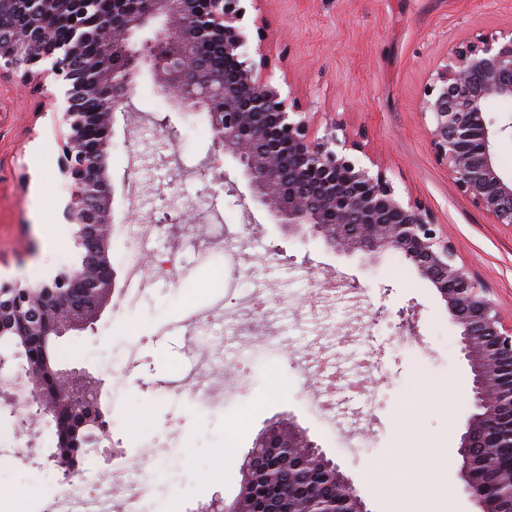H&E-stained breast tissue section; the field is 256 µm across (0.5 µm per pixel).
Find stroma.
I'll list each match as a JSON object with an SVG mask.
<instances>
[{"label":"stroma","instance_id":"stroma-1","mask_svg":"<svg viewBox=\"0 0 512 512\" xmlns=\"http://www.w3.org/2000/svg\"><path fill=\"white\" fill-rule=\"evenodd\" d=\"M248 43L243 62H266L271 82L303 108L315 137L335 132L357 141L364 155L387 170L398 196L424 206L447 234L457 264L487 288L503 321L512 320V226L496 224L458 190L439 165L420 111L431 71L456 43L478 34L512 29V0H244ZM61 80L46 90L0 79V282L32 283L74 265V225L64 208L69 188L58 170L59 117L46 111L47 94L63 95ZM139 119L116 115L108 163L114 190L112 265L116 288L94 328L59 339L60 367L86 369L107 389L100 407L110 420L112 443L124 451L107 459L104 449L84 455L93 478L120 467H149L157 445L177 444L175 485L158 491L145 512H194L212 497L234 498L243 456L265 421L293 415L350 476L370 512H383V492L366 484L375 464L403 451L426 461V485L448 496L450 512H470L461 490L455 450L471 412L470 374L460 354L459 329L431 285L398 257L375 264L334 253L322 240L285 235L250 199L246 180L230 158L212 162L213 133L206 115L182 116L142 74L129 102ZM170 118V128L159 122ZM486 118L496 128V153L512 176V99L492 101ZM228 182H221V175ZM213 200L195 211V225L229 224L241 232L242 262L250 278L241 294L262 293L263 317L226 302L214 331L217 346L204 350L184 326L193 310L208 306L235 271L208 235L180 222L181 202ZM152 216L169 231L159 245L176 253L179 273L146 287H126L129 231ZM338 277L357 283L355 296L337 295L310 310L312 284ZM418 307L419 338L399 335V312ZM286 344L280 353L249 356V342L268 335ZM327 354L340 371L381 366L386 379L368 410L367 447L337 446L312 407L319 382L302 368ZM246 362L234 379L225 369ZM204 364V382H233L236 398L207 411L187 397L173 398L172 383ZM287 394L272 395L276 379ZM448 386V408H420L423 380ZM248 417L237 434L225 431L233 417ZM53 427L37 448L17 441L14 466L0 470V512L64 493L63 472L48 456Z\"/></svg>","mask_w":512,"mask_h":512}]
</instances>
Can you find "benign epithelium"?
Wrapping results in <instances>:
<instances>
[{
    "label": "benign epithelium",
    "mask_w": 512,
    "mask_h": 512,
    "mask_svg": "<svg viewBox=\"0 0 512 512\" xmlns=\"http://www.w3.org/2000/svg\"><path fill=\"white\" fill-rule=\"evenodd\" d=\"M241 0H111L95 29L83 22L89 0H0V74L44 88L48 78L69 83L63 103L59 170L70 185L64 210L77 226L79 265L35 287L0 285V335L26 352L28 402L59 428V466L73 470L82 456L80 430L97 418L85 403L100 401L104 383L85 369H61L55 342L91 327L112 299L113 190L108 168L115 112L148 71L176 110L195 102L214 132L212 156L235 161L251 200L290 236L321 239L332 251L376 263L397 254L436 289L460 328L461 352L471 374L473 411L456 447L458 478L474 512H504L512 502V327L504 325L486 288L454 262L448 237L430 212L395 193L387 169L350 159L357 143L312 136L296 102L266 78L265 64L240 61L246 35ZM53 28L66 33L53 50ZM49 63L43 67V63ZM512 98V30L479 35L452 47L429 76L421 112L434 156L457 188L496 224L512 226V177L494 150L498 131L488 103ZM417 305L400 311L399 328L417 333ZM288 444L310 448L309 460L331 471L343 488L319 512H371L352 478L329 458L294 418ZM494 467L495 489L480 474ZM257 471L245 472L237 497L215 498L222 512H249Z\"/></svg>",
    "instance_id": "obj_1"
}]
</instances>
